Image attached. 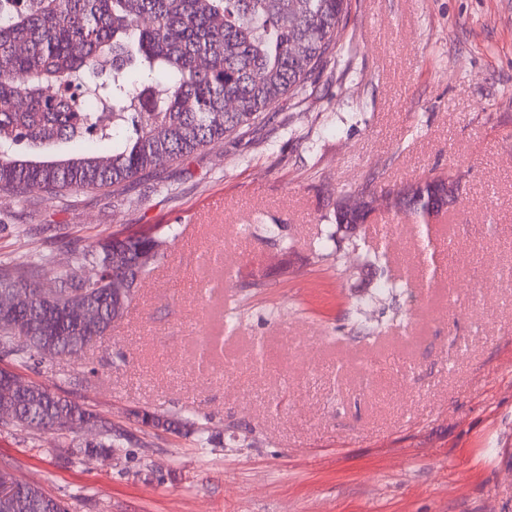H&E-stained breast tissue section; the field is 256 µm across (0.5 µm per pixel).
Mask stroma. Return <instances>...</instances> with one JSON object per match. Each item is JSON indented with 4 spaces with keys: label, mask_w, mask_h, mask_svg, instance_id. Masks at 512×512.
I'll list each match as a JSON object with an SVG mask.
<instances>
[{
    "label": "stroma",
    "mask_w": 512,
    "mask_h": 512,
    "mask_svg": "<svg viewBox=\"0 0 512 512\" xmlns=\"http://www.w3.org/2000/svg\"><path fill=\"white\" fill-rule=\"evenodd\" d=\"M338 56L311 97L117 191L0 204V256L40 246L29 225L180 228L101 342L13 365L137 444L70 463L0 427V469L68 512H512V0H351ZM432 169L463 179L448 212L381 203L320 246L339 195ZM374 252L399 284L379 298ZM136 406L223 444L140 433Z\"/></svg>",
    "instance_id": "35a3bbf8"
}]
</instances>
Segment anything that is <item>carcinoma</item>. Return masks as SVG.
I'll use <instances>...</instances> for the list:
<instances>
[{
  "label": "carcinoma",
  "instance_id": "carcinoma-1",
  "mask_svg": "<svg viewBox=\"0 0 512 512\" xmlns=\"http://www.w3.org/2000/svg\"><path fill=\"white\" fill-rule=\"evenodd\" d=\"M349 0H0V199L33 188L51 195L109 191L248 127L285 99L313 94L333 57ZM92 99L112 124L88 112ZM93 138L107 155L44 157L48 145ZM25 152L18 154L14 148ZM442 176L424 179L405 201L433 209ZM173 224L92 240L58 225L53 248L0 259V356L22 363L63 359L109 335L135 294V281L164 257ZM71 264L59 270L56 253ZM23 288H56L42 300ZM0 417L33 434L64 421L57 447L67 460L110 458L132 434L95 409L31 381L22 393L2 376ZM141 430L221 437L182 418L142 407ZM0 512H66L39 486L10 477Z\"/></svg>",
  "mask_w": 512,
  "mask_h": 512
}]
</instances>
